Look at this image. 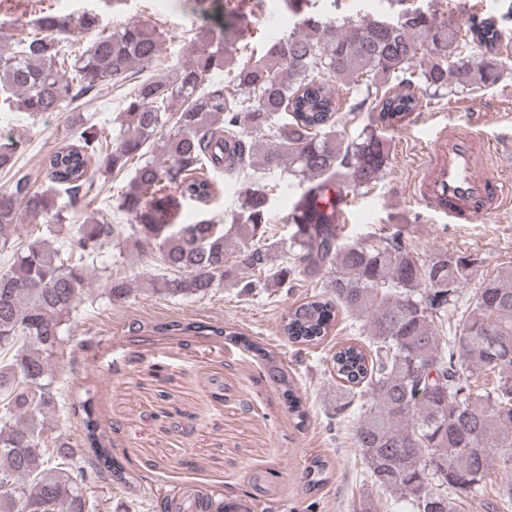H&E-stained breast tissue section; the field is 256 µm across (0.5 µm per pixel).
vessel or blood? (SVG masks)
<instances>
[{
    "instance_id": "b4317fda",
    "label": "vessel or blood",
    "mask_w": 512,
    "mask_h": 512,
    "mask_svg": "<svg viewBox=\"0 0 512 512\" xmlns=\"http://www.w3.org/2000/svg\"><path fill=\"white\" fill-rule=\"evenodd\" d=\"M425 162L412 186L415 199L451 224H473L493 216L512 198V170L490 171L497 149L475 127L433 125L423 144ZM349 198L336 183L317 192L315 209L344 218Z\"/></svg>"
}]
</instances>
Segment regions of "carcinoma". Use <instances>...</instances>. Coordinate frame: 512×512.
<instances>
[{"label":"carcinoma","mask_w":512,"mask_h":512,"mask_svg":"<svg viewBox=\"0 0 512 512\" xmlns=\"http://www.w3.org/2000/svg\"><path fill=\"white\" fill-rule=\"evenodd\" d=\"M312 0H283L296 17L245 49V6L262 0H185L192 15L215 22L192 29L191 58L160 76H139L159 58L166 33L149 21L102 30L101 8L42 13L34 32L16 26L0 40V111L36 119L133 79L108 123L75 113L79 132L43 159L48 181L36 188L17 162L22 137L0 139V512H93L88 473L112 468L104 451L90 458L51 436L61 407L53 363L85 301L90 268L113 242H134L156 257L151 280L164 297L204 296L216 288L242 297L314 292L281 319L288 342L322 343L339 319L359 326L331 357L336 405L330 424L352 428L370 490L352 512H462L481 498L486 512H512V267L487 278L470 303L460 288L471 260L448 253L423 259L398 232L351 239L336 216L308 201L336 181L352 192L391 164L384 128L404 121L441 91L475 94L512 73L501 57L503 26L473 20L463 52L460 27L425 10L377 19L331 17ZM92 36L74 49V37ZM370 112L358 134L339 130L344 116ZM135 165L117 196V212L71 224V214L102 192L99 179ZM305 186L288 217L291 233L267 234L270 198L264 176ZM246 182L231 215L206 214L215 175ZM174 186L176 191L167 192ZM28 218L62 235L58 248L21 223ZM134 281L105 277L108 300L127 298ZM447 327L448 335L439 328ZM195 336L222 335L254 349L266 374L305 423L302 399L281 361L235 330L188 323ZM311 484L328 480L318 459ZM202 512H224V497L197 490Z\"/></svg>","instance_id":"obj_1"}]
</instances>
